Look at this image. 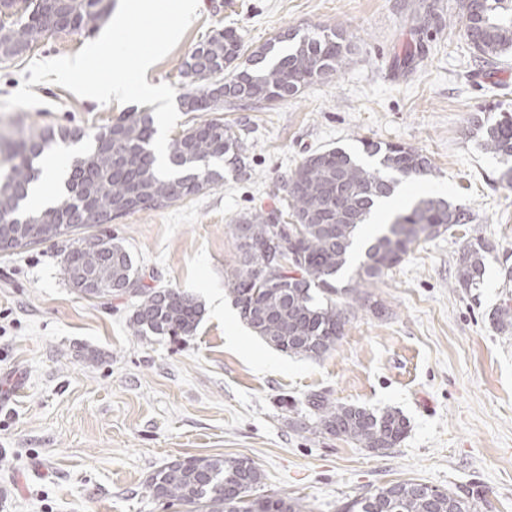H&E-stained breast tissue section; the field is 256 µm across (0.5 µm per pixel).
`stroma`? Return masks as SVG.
I'll list each match as a JSON object with an SVG mask.
<instances>
[{"mask_svg": "<svg viewBox=\"0 0 512 512\" xmlns=\"http://www.w3.org/2000/svg\"><path fill=\"white\" fill-rule=\"evenodd\" d=\"M460 0H200L177 46L147 75L177 96L194 47L230 28L241 59L291 28L342 26L354 50L343 71L273 104L225 106L240 132L246 173L170 206L101 226L153 285L201 301L196 332L175 342L138 337L130 299L86 298L62 271L68 241L0 251V512H191L148 498L144 484L189 456L246 457L263 473L255 490L338 512L376 487L414 481L470 497L474 512H512V329L491 315L512 299L500 275L512 250V188L502 164L468 134L480 106L512 108V54L487 64L469 49ZM95 33H53L22 56L0 59V99L34 60L75 55ZM420 39L424 56L400 65ZM41 103L0 112V136L67 125L94 134L131 106L33 85ZM422 148L435 170L426 194L465 207L470 223L412 252L357 309L320 359L269 348L243 323L224 285L235 246L227 226L270 208L310 153L357 149L360 140ZM489 246L481 288L459 287L462 241ZM324 392L407 420L405 438L374 451L297 430L308 394Z\"/></svg>", "mask_w": 512, "mask_h": 512, "instance_id": "35a3bbf8", "label": "stroma"}]
</instances>
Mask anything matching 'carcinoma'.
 <instances>
[{"label":"carcinoma","instance_id":"carcinoma-1","mask_svg":"<svg viewBox=\"0 0 512 512\" xmlns=\"http://www.w3.org/2000/svg\"><path fill=\"white\" fill-rule=\"evenodd\" d=\"M461 22L469 48L486 61L512 52V0H485L480 18L461 5ZM104 0H24L14 21L0 23V58L20 56L47 35L39 15L59 12L69 17L71 31L90 32L106 15ZM352 44L339 27L306 32L290 29L272 38L253 53L248 67L224 80L234 84V98L241 102H280L301 89L339 73ZM240 39L232 30H217L198 44L182 63L181 72L196 84L187 94L192 109L208 112L220 107L205 100L221 82L215 77L238 59ZM154 120L148 112H131L112 126L93 135L90 145L70 165L67 188L57 205L37 209L29 198L30 186L40 174L38 160L55 143L79 141L84 130L47 126L35 133L0 143L8 163L0 183V250L29 247L18 243L23 225L51 218L61 235L79 234L80 246L64 254V276L79 295L87 298L120 296L117 286L132 281L129 297L133 309L129 327L136 336H160L183 340L196 330L203 316L198 300L174 288L143 283L144 274L134 268L127 248L112 238L66 223L70 213L87 198L103 210L131 212L159 209L181 196L200 193L224 180L215 163L224 161L242 169L243 140L218 119L205 120L183 131L168 145V161L180 173L162 178L156 172L153 150ZM484 150L504 165L500 180L512 187V113H478L469 130ZM363 152L378 157V166L361 162L343 148L318 150L308 155L287 180L280 206L248 212L229 225L235 240L233 264L224 271V284L240 318L266 345L289 356L319 359L334 350L345 326L354 316V304L376 309L366 289L398 265L412 248L467 224L469 214L437 196L418 199L396 213L365 243L359 232L377 204L394 196L400 180L431 173L430 158L403 144L360 140ZM297 225L293 247L303 257L293 270L279 272L274 288H259L257 272L272 264L265 241L280 237L283 218ZM248 234L239 233L240 225ZM481 242L461 245L456 281L459 287L479 288L486 272ZM492 318L501 329L512 326V305L503 302ZM303 432L326 433L345 438L364 448L386 449L399 443L406 421L392 410L373 411L340 404L324 393L305 398ZM262 473L249 458L186 457L168 462L145 483L154 500L179 502L194 512H305L299 501L281 494L251 498ZM430 486L398 482L379 486L342 505L340 512H473L469 498L446 492L433 499Z\"/></svg>","mask_w":512,"mask_h":512}]
</instances>
